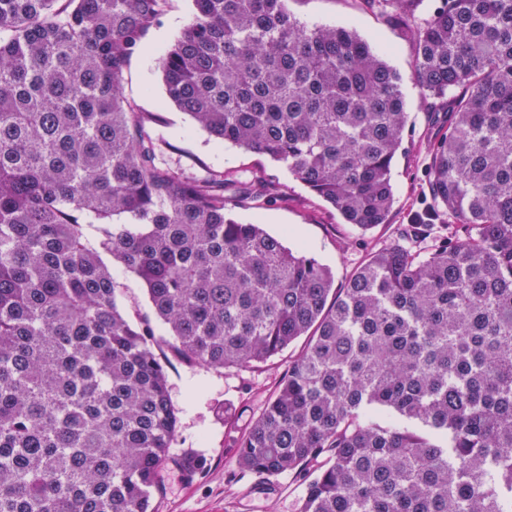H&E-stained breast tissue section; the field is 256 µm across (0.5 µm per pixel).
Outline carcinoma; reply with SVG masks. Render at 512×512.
Returning <instances> with one entry per match:
<instances>
[{
	"instance_id": "1",
	"label": "carcinoma",
	"mask_w": 512,
	"mask_h": 512,
	"mask_svg": "<svg viewBox=\"0 0 512 512\" xmlns=\"http://www.w3.org/2000/svg\"><path fill=\"white\" fill-rule=\"evenodd\" d=\"M166 0H0V512H156L177 417L144 285L171 347L207 369L303 348L236 463L296 472L297 512H512V0H362L448 99L428 144L448 238L333 271L240 224L272 184L163 169L124 101L129 58ZM158 60L167 102L220 143L284 165L366 231L388 222L407 112L401 78L356 30L288 0H193ZM98 225L90 239L84 227Z\"/></svg>"
}]
</instances>
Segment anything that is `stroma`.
I'll use <instances>...</instances> for the list:
<instances>
[{
  "label": "stroma",
  "mask_w": 512,
  "mask_h": 512,
  "mask_svg": "<svg viewBox=\"0 0 512 512\" xmlns=\"http://www.w3.org/2000/svg\"><path fill=\"white\" fill-rule=\"evenodd\" d=\"M289 6L307 24L355 28L401 77L407 133L392 164L395 202L388 223L364 233L354 229L284 166L218 143L167 102L157 62L191 22L192 0H166L161 16L123 72L122 94L135 111L150 115L146 129L162 140L160 158L166 167L184 170L196 180L224 171L279 186V196L270 202L236 206L233 214L242 223L285 235L289 246L332 268L341 283L371 252L401 242L404 228L430 209L425 147L440 130L444 112L431 110L430 99L416 82L412 46L395 25L365 9L360 0H290ZM113 273L126 318L137 325L150 322L154 329L155 350L178 418L169 455L178 459L192 452L202 463L201 474L191 482L184 481L174 467L164 469L157 512H295L303 489L296 476L284 473L267 479L235 462L239 438L263 412L288 371L290 350L247 368L213 370L191 364L171 350L169 329L155 318L140 281L118 265Z\"/></svg>",
  "instance_id": "1"
}]
</instances>
